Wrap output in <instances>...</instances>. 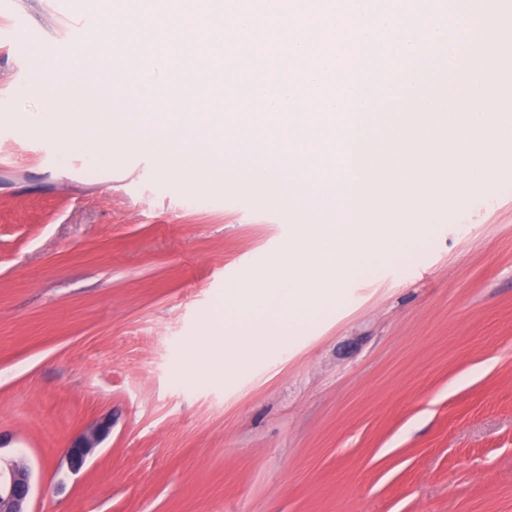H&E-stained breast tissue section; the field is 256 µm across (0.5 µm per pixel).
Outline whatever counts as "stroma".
I'll return each mask as SVG.
<instances>
[{
    "mask_svg": "<svg viewBox=\"0 0 512 512\" xmlns=\"http://www.w3.org/2000/svg\"><path fill=\"white\" fill-rule=\"evenodd\" d=\"M91 20L97 0H0V455L31 467V512H512V155L495 193L445 190L418 263L373 260L235 383L190 376L184 349L295 220L244 187L197 204L144 147L88 178L37 121L72 56L15 42ZM108 427L100 423L88 433L81 434L69 447V461L72 471L79 470L95 448L104 440Z\"/></svg>",
    "mask_w": 512,
    "mask_h": 512,
    "instance_id": "obj_1",
    "label": "stroma"
}]
</instances>
